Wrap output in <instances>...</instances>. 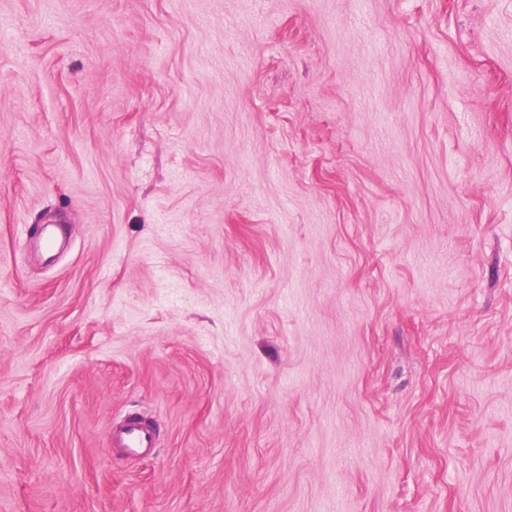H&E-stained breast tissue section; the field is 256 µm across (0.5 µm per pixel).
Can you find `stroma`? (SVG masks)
<instances>
[{"mask_svg": "<svg viewBox=\"0 0 512 512\" xmlns=\"http://www.w3.org/2000/svg\"><path fill=\"white\" fill-rule=\"evenodd\" d=\"M0 512H512V0H0ZM111 446L123 455L145 454L156 447V436L143 420L130 416L112 426Z\"/></svg>", "mask_w": 512, "mask_h": 512, "instance_id": "35a3bbf8", "label": "stroma"}]
</instances>
